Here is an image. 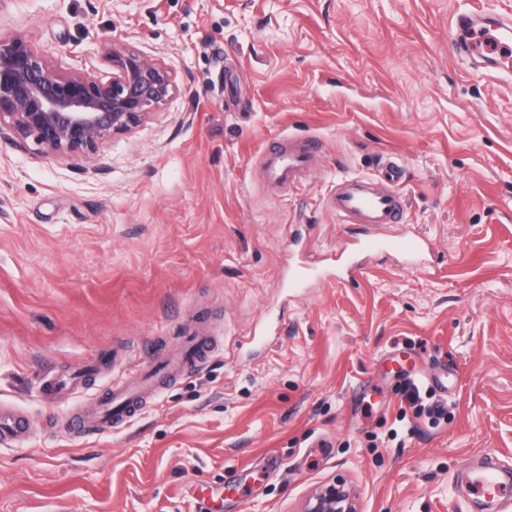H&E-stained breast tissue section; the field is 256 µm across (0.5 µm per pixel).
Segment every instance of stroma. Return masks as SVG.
Listing matches in <instances>:
<instances>
[{
    "label": "stroma",
    "mask_w": 512,
    "mask_h": 512,
    "mask_svg": "<svg viewBox=\"0 0 512 512\" xmlns=\"http://www.w3.org/2000/svg\"><path fill=\"white\" fill-rule=\"evenodd\" d=\"M472 11L512 0H0V42L100 74L117 42L178 86L89 159L0 130V404L35 428L0 445V512H300L338 479L358 512H497L456 482L512 465V74L449 49ZM289 135L324 151L277 195L258 156ZM383 153L407 198L390 231L429 262L378 253L345 282L335 253L360 227L324 199ZM293 253L326 277L283 288ZM198 312L220 347L129 423L46 427L150 370ZM93 358L87 390L44 402L41 375ZM401 359L446 420L397 421Z\"/></svg>",
    "instance_id": "stroma-1"
}]
</instances>
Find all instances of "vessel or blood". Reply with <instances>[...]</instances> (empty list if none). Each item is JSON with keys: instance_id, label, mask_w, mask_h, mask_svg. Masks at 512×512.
I'll list each match as a JSON object with an SVG mask.
<instances>
[{"instance_id": "vessel-or-blood-1", "label": "vessel or blood", "mask_w": 512, "mask_h": 512, "mask_svg": "<svg viewBox=\"0 0 512 512\" xmlns=\"http://www.w3.org/2000/svg\"><path fill=\"white\" fill-rule=\"evenodd\" d=\"M448 40L453 53L465 60L469 68L487 72L503 71V54L512 51V17L489 18L479 12H468L452 18ZM316 140L295 137L288 142L269 148L265 157V178L275 187H294L301 183L309 168L312 154L320 152ZM403 168L387 158L378 173L344 175L337 178L325 205L338 215L355 218L366 225L365 238L347 244L340 250L341 262L347 278L364 277L365 255L387 248L402 255L408 265H421L425 253L423 240L406 235L384 237L380 228L402 223L407 198L400 189ZM288 285L304 287L307 281L319 276L318 261L305 258L287 264ZM218 344L217 336L195 327H187L179 336L176 348L159 354L150 372L128 375L113 380L93 401L76 410L65 422L67 435L102 433L131 419L148 400L156 397L163 386L191 374L207 360ZM86 375L72 373L62 377H44L41 390L46 401L58 394L76 393L83 389ZM31 425L28 419L11 406L0 407V444H21L29 440Z\"/></svg>"}]
</instances>
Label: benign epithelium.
Listing matches in <instances>:
<instances>
[{
    "label": "benign epithelium",
    "mask_w": 512,
    "mask_h": 512,
    "mask_svg": "<svg viewBox=\"0 0 512 512\" xmlns=\"http://www.w3.org/2000/svg\"><path fill=\"white\" fill-rule=\"evenodd\" d=\"M111 72H54L29 41L0 43V127L34 139L54 156L95 154L105 140L129 133L163 108L177 90L171 71L137 50L105 46ZM303 512H356L343 482L323 486Z\"/></svg>",
    "instance_id": "1"
}]
</instances>
